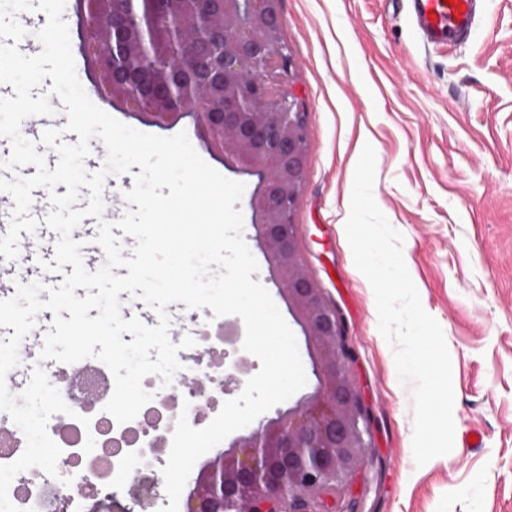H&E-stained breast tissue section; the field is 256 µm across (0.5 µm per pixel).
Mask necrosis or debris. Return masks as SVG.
I'll list each match as a JSON object with an SVG mask.
<instances>
[{
  "instance_id": "necrosis-or-debris-1",
  "label": "necrosis or debris",
  "mask_w": 512,
  "mask_h": 512,
  "mask_svg": "<svg viewBox=\"0 0 512 512\" xmlns=\"http://www.w3.org/2000/svg\"><path fill=\"white\" fill-rule=\"evenodd\" d=\"M210 336L200 330L195 336L192 354H179L184 373H198L213 384L209 398L190 397L188 410L171 405L164 388L153 377H145L143 386L153 392V399L137 416L124 424L105 411L95 412L89 424L73 421L56 427L52 438L61 447V461L82 470L96 482L110 485L117 482L128 461H135L141 471L155 481H162L161 442L169 441L179 414H186L189 424H197L201 415L214 412L224 392V373L205 365L201 354L209 349ZM94 437L95 454H80L87 437ZM64 489L57 478L40 471L30 472L23 481L11 484L8 495L20 512H56L54 499Z\"/></svg>"
}]
</instances>
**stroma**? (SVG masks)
Returning a JSON list of instances; mask_svg holds the SVG:
<instances>
[{
  "label": "stroma",
  "mask_w": 512,
  "mask_h": 512,
  "mask_svg": "<svg viewBox=\"0 0 512 512\" xmlns=\"http://www.w3.org/2000/svg\"><path fill=\"white\" fill-rule=\"evenodd\" d=\"M290 66L268 87L307 126L295 211L303 263L341 317L373 447L347 512H512V0H476L473 32L425 43L398 0H280ZM374 199L452 363L454 446L416 465L400 384L344 224L364 145ZM481 433L471 442L469 430Z\"/></svg>",
  "instance_id": "obj_1"
}]
</instances>
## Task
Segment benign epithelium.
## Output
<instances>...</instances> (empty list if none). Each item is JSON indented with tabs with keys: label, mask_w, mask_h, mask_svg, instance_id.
<instances>
[{
	"label": "benign epithelium",
	"mask_w": 512,
	"mask_h": 512,
	"mask_svg": "<svg viewBox=\"0 0 512 512\" xmlns=\"http://www.w3.org/2000/svg\"><path fill=\"white\" fill-rule=\"evenodd\" d=\"M81 52L97 96L161 129L192 120L210 155L253 180L254 240L301 328L316 383L294 406L205 460L182 512H330L365 463L372 433L346 362L342 322L297 249L296 205L307 167L304 114L263 73L287 62L279 0H79ZM87 512H134L85 476Z\"/></svg>",
	"instance_id": "benign-epithelium-1"
}]
</instances>
